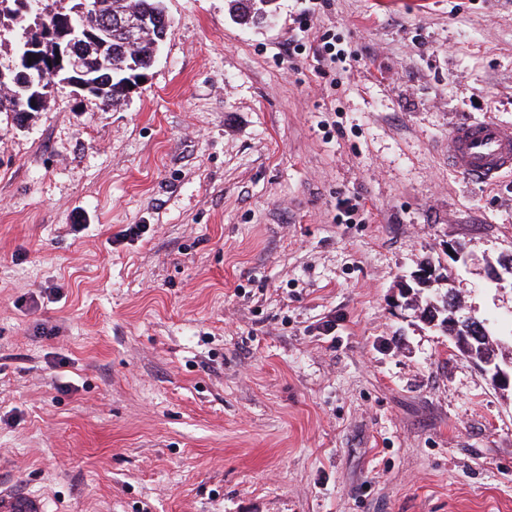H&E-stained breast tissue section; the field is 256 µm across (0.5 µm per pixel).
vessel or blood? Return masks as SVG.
<instances>
[{
  "instance_id": "1",
  "label": "vessel or blood",
  "mask_w": 512,
  "mask_h": 512,
  "mask_svg": "<svg viewBox=\"0 0 512 512\" xmlns=\"http://www.w3.org/2000/svg\"><path fill=\"white\" fill-rule=\"evenodd\" d=\"M448 163L462 177L495 180L512 172V126L472 122L448 135ZM0 512H46L41 497L28 492L0 490Z\"/></svg>"
}]
</instances>
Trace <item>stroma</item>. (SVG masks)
I'll list each match as a JSON object with an SVG mask.
<instances>
[{"instance_id":"obj_1","label":"stroma","mask_w":512,"mask_h":512,"mask_svg":"<svg viewBox=\"0 0 512 512\" xmlns=\"http://www.w3.org/2000/svg\"><path fill=\"white\" fill-rule=\"evenodd\" d=\"M164 0L147 81L0 113V486L47 512H512V387L402 294L421 266L512 332V0ZM257 1L261 4L271 3L274 0H229L231 10L244 24H260L265 18L266 10L257 8ZM334 38H330L329 35L324 33L317 40V45H309V51L306 57L310 55L312 51V58L316 62V66L313 65V69L321 74L326 72V68H331V65L336 63V60L343 59L340 51L336 52V44L333 41ZM448 164L466 179L493 181L512 172V126L472 122L448 134Z\"/></svg>"}]
</instances>
